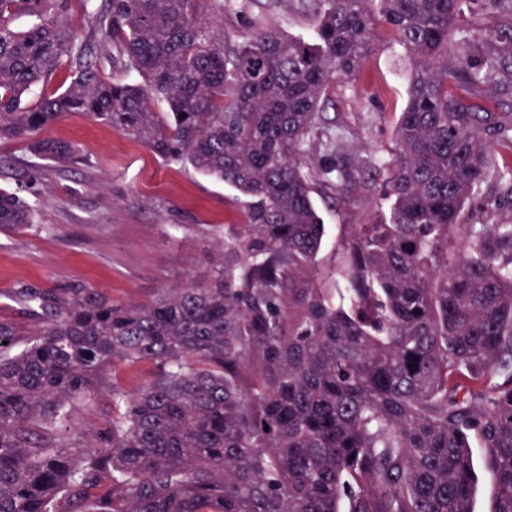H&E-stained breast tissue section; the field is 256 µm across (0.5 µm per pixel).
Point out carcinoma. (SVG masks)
Listing matches in <instances>:
<instances>
[{
	"mask_svg": "<svg viewBox=\"0 0 512 512\" xmlns=\"http://www.w3.org/2000/svg\"><path fill=\"white\" fill-rule=\"evenodd\" d=\"M199 2L103 0L108 77L64 20L71 0H0V140L72 161L39 133L82 113L233 188L247 214L181 287L129 305L38 294L51 317L18 353L0 325V512H473V432L494 512H512V211L463 219L485 187L512 200V113L497 111L512 0H300L311 38L267 28L230 51ZM379 22L409 65L395 159L339 168L346 137L322 101ZM64 67L67 84L29 98ZM363 170L386 172L387 210L350 226L322 288L313 184L340 192ZM32 223L0 191V230ZM141 361L156 373L135 394L112 383L86 447L74 408L108 365Z\"/></svg>",
	"mask_w": 512,
	"mask_h": 512,
	"instance_id": "obj_1",
	"label": "carcinoma"
}]
</instances>
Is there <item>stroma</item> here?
<instances>
[{
  "mask_svg": "<svg viewBox=\"0 0 512 512\" xmlns=\"http://www.w3.org/2000/svg\"><path fill=\"white\" fill-rule=\"evenodd\" d=\"M198 8L211 17L215 37L228 48L263 27L303 38L313 32L311 13L290 0H227L223 6L200 0ZM406 74L390 28L377 24L358 76L336 80L324 98V115L344 128L349 150L367 146L393 157ZM42 134L75 144L78 159L42 160L31 156L24 142L0 140V157L6 160L0 189L35 209L31 228L0 230V324L12 328L16 349L47 319L28 294L66 300L84 285L115 304L145 301L159 289L205 275L225 225L246 221L232 188L165 161L105 122L71 114ZM382 194V181L364 173L341 197L315 188L313 201L330 227L317 264L327 280L336 274L340 226L381 219Z\"/></svg>",
  "mask_w": 512,
  "mask_h": 512,
  "instance_id": "1",
  "label": "stroma"
}]
</instances>
